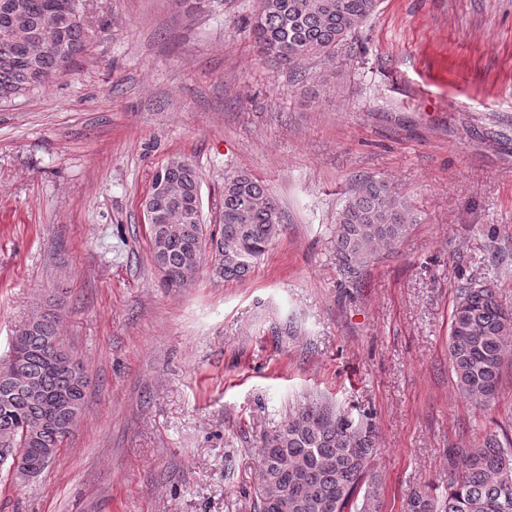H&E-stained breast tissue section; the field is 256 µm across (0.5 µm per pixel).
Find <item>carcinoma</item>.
Segmentation results:
<instances>
[{
  "label": "carcinoma",
  "mask_w": 512,
  "mask_h": 512,
  "mask_svg": "<svg viewBox=\"0 0 512 512\" xmlns=\"http://www.w3.org/2000/svg\"><path fill=\"white\" fill-rule=\"evenodd\" d=\"M73 0H0V102L28 95L62 69L45 47L31 53L28 35L45 29L74 59L86 47L88 32L72 18ZM379 0H260L253 33L261 53L277 64L332 57L348 37L375 13ZM173 184L179 196L154 199L156 214L168 215L149 228L154 268L170 288L185 286L195 266L192 245L216 244L215 271L241 281L279 234L282 212L260 180L232 173L224 178L220 223L207 233L202 222L201 177L190 161L174 160L153 179ZM416 218L411 206L388 182L362 179L336 213L334 247L339 265L353 271L369 263L378 248L395 249ZM57 317L47 312L38 326L14 331L11 353L19 379H32V391L0 387V435L11 434L36 460L48 450L59 454L85 404L86 374L59 344ZM512 338V308L499 301L489 281L457 288L450 317L449 360L459 393L485 403L498 395L504 355ZM376 452L373 427L323 402L289 415L268 435L261 452L254 512H376L381 482L370 471ZM448 493L438 499L413 495L405 512H512V438L485 432L475 448H455L448 458Z\"/></svg>",
  "instance_id": "carcinoma-1"
}]
</instances>
